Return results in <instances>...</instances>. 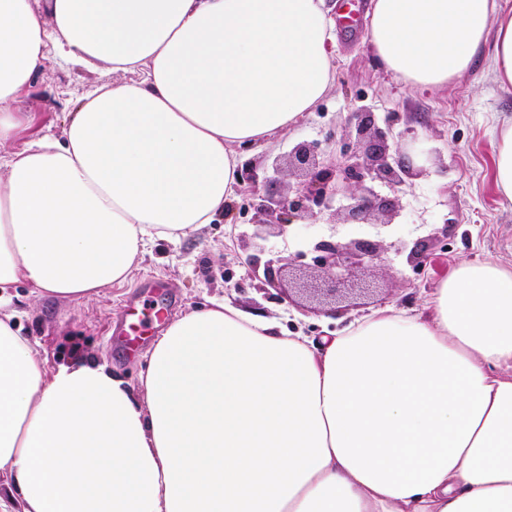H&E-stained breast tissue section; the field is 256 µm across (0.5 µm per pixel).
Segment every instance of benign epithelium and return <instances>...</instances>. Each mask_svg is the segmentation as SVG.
<instances>
[{
    "label": "benign epithelium",
    "instance_id": "7a95c632",
    "mask_svg": "<svg viewBox=\"0 0 512 512\" xmlns=\"http://www.w3.org/2000/svg\"><path fill=\"white\" fill-rule=\"evenodd\" d=\"M349 126L354 141L343 144V162L323 166L318 160L319 143H301L288 153V168L299 173L303 180L296 190L287 194L273 188V181L259 177L254 169L240 170L241 182L246 185L255 214L252 233L241 235V241L251 245L255 254L248 263L253 274L263 269L262 288H283L287 272L307 266L314 270V279L301 288L324 307L344 302L354 292H367L372 286L356 282V274L365 268L385 263L386 249L368 237L346 241L320 240L309 252L281 256L261 261L265 242L272 234H282L297 219L311 218L315 210L327 205L336 196L337 184L348 187L346 204L341 212L350 225L369 226L372 217L381 214L393 218L398 212L396 200L383 196L366 184L379 181L392 187L403 185L419 175L408 153L393 157L389 132L380 127L373 112H353ZM440 235H431L414 242L412 247L402 242L399 253H407V262L420 269L427 264L437 248Z\"/></svg>",
    "mask_w": 512,
    "mask_h": 512
}]
</instances>
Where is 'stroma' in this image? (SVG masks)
<instances>
[{
    "label": "stroma",
    "mask_w": 512,
    "mask_h": 512,
    "mask_svg": "<svg viewBox=\"0 0 512 512\" xmlns=\"http://www.w3.org/2000/svg\"><path fill=\"white\" fill-rule=\"evenodd\" d=\"M333 21L334 81L314 111L274 142L240 153L244 163L274 177L276 187L295 189L299 178L287 168L288 154L302 142L323 143L320 154L330 162L339 154L326 144L329 133H344L350 113L370 111L378 120L393 119V143L406 128H415L428 160L423 173L397 189L376 184L382 195H396L400 212L392 223L381 224L383 243L417 239L447 231V250L424 268L413 269L405 255L388 252L386 265L365 271L377 293L350 300L339 316L310 309L298 293L260 291L248 275L249 247L231 240L230 231L251 233L252 209L243 186H236L221 220L176 239H158L120 285L82 299L43 298L29 287L20 288L14 302L23 333L36 342L48 367L67 364L76 356L106 363L131 385H138L151 341L178 317L210 302H224L276 321L285 331L316 339L366 319L392 306L423 311L436 284L462 262H491L512 267V206L503 204L495 185L493 132L512 117V87H502L488 71V57L476 68L445 87L423 89L386 71L363 35L342 29L341 0H326ZM107 64L81 67L49 55L22 94L17 109L25 118L19 136L27 142L50 135L62 137L70 114L94 86L115 81ZM345 224L341 212L325 210L295 222L284 235L271 236L268 256H291L318 240L345 239L359 231ZM371 234V227L361 229ZM152 302L166 312L140 335L129 350L120 331L130 322L133 308Z\"/></svg>",
    "instance_id": "obj_1"
}]
</instances>
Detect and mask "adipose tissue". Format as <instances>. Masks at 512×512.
I'll use <instances>...</instances> for the list:
<instances>
[{"mask_svg": "<svg viewBox=\"0 0 512 512\" xmlns=\"http://www.w3.org/2000/svg\"><path fill=\"white\" fill-rule=\"evenodd\" d=\"M0 0V145L48 54L141 80L88 92L0 177V507L17 512H512V268L457 265L418 315L310 340L220 303L151 345L139 387L47 371L13 291L81 299L149 242L210 224L237 148L271 142L333 80L324 0ZM385 69L512 86V0H373Z\"/></svg>", "mask_w": 512, "mask_h": 512, "instance_id": "obj_1", "label": "adipose tissue"}]
</instances>
